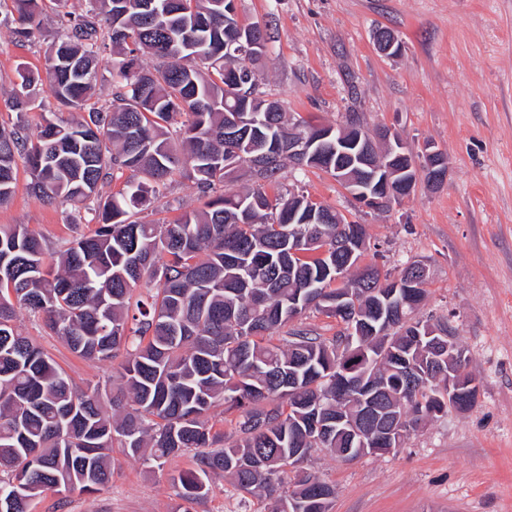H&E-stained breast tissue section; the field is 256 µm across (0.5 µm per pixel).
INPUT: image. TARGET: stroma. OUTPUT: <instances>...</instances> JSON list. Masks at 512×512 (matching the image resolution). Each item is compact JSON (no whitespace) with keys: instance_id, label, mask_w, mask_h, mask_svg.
Listing matches in <instances>:
<instances>
[{"instance_id":"stroma-1","label":"stroma","mask_w":512,"mask_h":512,"mask_svg":"<svg viewBox=\"0 0 512 512\" xmlns=\"http://www.w3.org/2000/svg\"><path fill=\"white\" fill-rule=\"evenodd\" d=\"M239 18L266 25L270 39L258 64L264 96L286 112L336 126L356 119L367 130L387 126L414 152L435 146L448 176L434 188L418 179L384 213L362 210L330 175L285 166L269 192L290 189L366 225L364 263L398 274L426 268L421 316L447 324L464 348L478 396L468 410H449L423 425L405 448L341 461L315 453L309 469L336 487L330 512H512V0H235ZM391 29L401 51L389 57L373 40ZM9 11L0 12V124L23 120L37 133L55 102L42 87L40 105L8 110L17 69L44 68L57 35L43 24L16 45ZM19 173L1 224H24L56 243L91 233V214L72 221L68 208L28 193ZM189 171L162 189L135 220H172L201 207ZM17 325L80 387L115 380L118 364L72 353L40 319L18 311ZM191 455L164 463L112 452V478L95 493L35 497L30 512H271L270 500L239 492L214 477L208 497L187 504L173 478Z\"/></svg>"}]
</instances>
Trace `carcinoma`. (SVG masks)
Here are the masks:
<instances>
[{
	"label": "carcinoma",
	"mask_w": 512,
	"mask_h": 512,
	"mask_svg": "<svg viewBox=\"0 0 512 512\" xmlns=\"http://www.w3.org/2000/svg\"><path fill=\"white\" fill-rule=\"evenodd\" d=\"M13 34L27 40L51 14L59 35L45 76L26 67L10 107L35 108L46 80L59 111L35 136L20 122L0 127V206L15 193L16 158L30 193L74 209L97 203L93 233L53 248L23 224L0 225V512H28L45 491L93 493L112 477V449L157 461L192 454L174 481L181 497L207 498L216 474L273 500L271 512H330L335 487L303 464L325 450L352 460L406 447L430 414L448 412V326L412 317L423 291L403 284L381 300L360 224L295 192L269 197L262 186L209 198L204 209L166 223L132 219L186 167L205 194L257 153L280 155L285 112L266 111L259 74L224 44L239 36L224 0H181L175 13L155 0H10ZM158 59L150 69L141 63ZM116 55V91L107 106L83 109ZM188 112L193 121L174 126ZM325 140L299 167L362 177L356 133L304 119ZM140 174L105 194L123 170ZM141 292H136V289ZM344 295L346 311L336 312ZM25 310L44 318L77 356L121 359L120 387L83 390L15 325ZM334 317L326 338L294 326L307 311ZM289 327L273 342L272 331ZM353 422V435L313 432L311 415ZM234 433L213 430L217 407Z\"/></svg>",
	"instance_id": "cac0c4a2"
}]
</instances>
